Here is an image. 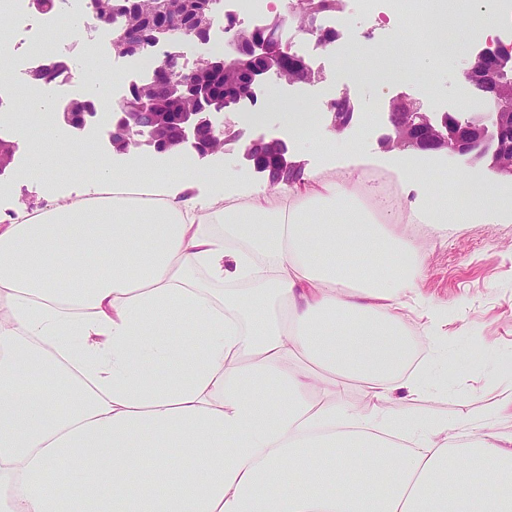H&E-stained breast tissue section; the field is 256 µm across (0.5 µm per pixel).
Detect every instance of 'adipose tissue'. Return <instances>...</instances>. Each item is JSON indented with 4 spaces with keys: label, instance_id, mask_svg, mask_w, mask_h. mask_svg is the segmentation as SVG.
I'll return each instance as SVG.
<instances>
[{
    "label": "adipose tissue",
    "instance_id": "adipose-tissue-1",
    "mask_svg": "<svg viewBox=\"0 0 512 512\" xmlns=\"http://www.w3.org/2000/svg\"><path fill=\"white\" fill-rule=\"evenodd\" d=\"M501 24L485 0L422 21L460 74L453 30ZM33 138L18 174L52 205L0 225V512H512V434L458 438L512 409V383L453 423L392 405L441 392L408 364L407 301L441 320L396 227L512 215L483 170L455 180L461 204L394 158L400 212L364 206L358 161L272 187L102 162L72 199L57 166L78 145ZM22 367L62 381L18 387ZM350 380L362 407L336 396Z\"/></svg>",
    "mask_w": 512,
    "mask_h": 512
}]
</instances>
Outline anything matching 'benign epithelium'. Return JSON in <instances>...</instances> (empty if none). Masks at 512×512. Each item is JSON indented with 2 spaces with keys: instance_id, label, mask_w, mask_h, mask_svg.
I'll return each instance as SVG.
<instances>
[{
  "instance_id": "1",
  "label": "benign epithelium",
  "mask_w": 512,
  "mask_h": 512,
  "mask_svg": "<svg viewBox=\"0 0 512 512\" xmlns=\"http://www.w3.org/2000/svg\"><path fill=\"white\" fill-rule=\"evenodd\" d=\"M189 0H158L160 10L166 14L161 34L156 39L158 46L176 47L184 40L193 41L199 48L200 59H212L214 55L209 43L216 29L224 28L227 35V50L224 64L239 69L240 81L224 100L213 95L208 79L195 71V62L186 60L174 51L161 64L162 73L176 77L182 87L193 91L200 107L191 112H150L146 107H131L134 100L146 102L151 92L150 84L133 82L122 96L119 111L108 116L109 143L117 155L151 156L156 163L165 164L174 153L192 151L198 160L211 164L221 159L226 150L209 145L219 138L224 145L240 140L244 132L234 128L228 114L252 107L261 100L270 83L284 87L313 85L324 80L321 70L315 69L301 56L288 53L274 32L273 25L258 28L246 23L235 13L224 10H209L188 18L183 5ZM297 32L314 41L318 47H327L336 42L338 33L324 28L320 20L309 18ZM145 32L125 30L112 37V57L133 60L139 54V44ZM466 80L480 86L482 97L495 106L494 120L486 122L484 113L469 112L465 119L449 112L436 118L406 95L391 101L388 113L392 134L384 137L388 148L403 151L441 152L446 155H471L479 161L486 155L500 156L492 160L494 167L512 176V162L503 158L512 157V67H507L506 57L483 49L468 62ZM350 102L342 95L327 103L332 114V129L342 131L352 120L353 113L340 111V105ZM94 113L87 110V103L78 99L68 103L63 112L53 113V120L75 131H83L88 118ZM177 125L179 135L169 137L170 125ZM285 143L278 136L264 134L250 138L245 144L243 157L254 171L276 169L281 180L288 182L301 164L282 153H272L261 161L252 154L256 144L276 148Z\"/></svg>"
}]
</instances>
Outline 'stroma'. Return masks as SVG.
Masks as SVG:
<instances>
[{"label": "stroma", "instance_id": "35a3bbf8", "mask_svg": "<svg viewBox=\"0 0 512 512\" xmlns=\"http://www.w3.org/2000/svg\"><path fill=\"white\" fill-rule=\"evenodd\" d=\"M337 52L327 71L337 90L348 92L354 106L350 126L339 136L344 153L328 162L319 152L301 147L292 138L289 152L303 169L335 177L344 171L351 157L365 162L361 198L375 205L380 191L375 178L396 186L398 177L383 166L390 150L380 140L389 134L388 101L405 92L419 99L430 112H457L463 96L452 66L439 61L419 64L414 47L401 36L391 34L386 19L368 20L351 0L339 27ZM383 47L375 62L348 52L352 41ZM287 104L314 117L312 136H334L332 115L318 88L286 96ZM406 239L419 249L427 266L423 293L444 308L447 321V353L438 377L448 386V395L405 398L396 394L395 405L411 412L448 421H458L492 403L499 385L512 381V221L488 220L480 224H407ZM472 359V366L458 371L460 359Z\"/></svg>", "mask_w": 512, "mask_h": 512}]
</instances>
